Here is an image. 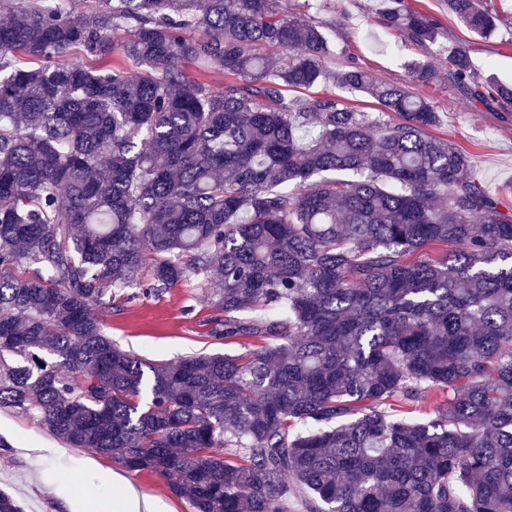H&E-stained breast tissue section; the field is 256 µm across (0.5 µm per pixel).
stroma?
Segmentation results:
<instances>
[{
    "label": "stroma",
    "mask_w": 512,
    "mask_h": 512,
    "mask_svg": "<svg viewBox=\"0 0 512 512\" xmlns=\"http://www.w3.org/2000/svg\"><path fill=\"white\" fill-rule=\"evenodd\" d=\"M382 0H333L326 10L303 11L304 0H278L281 14L298 17L309 13L335 46L328 62L339 70L355 65L377 81L404 83L408 65L432 61L438 76L432 84L416 87L417 95L430 99L440 123L431 134L450 141L470 157V170L489 193L501 196L504 210L512 212V105L495 100L479 102L448 82V56L457 43L472 45V62L493 73L499 82L512 84V0H491L499 16V33L483 40L450 15L444 0H407L408 4L441 24L436 44L422 46L383 22ZM215 310L200 296L195 280L184 281L162 293L123 304L106 319V332L123 350L151 360L171 362L200 353H240L239 344L215 341L210 330ZM0 437L12 448L0 455V489L11 493L24 512H86L91 504L118 498L125 486L155 501L161 512H189L172 493L167 479L133 472L121 463L83 448L60 442L46 427L10 411L0 410Z\"/></svg>",
    "instance_id": "obj_1"
}]
</instances>
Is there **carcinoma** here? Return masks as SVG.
Listing matches in <instances>:
<instances>
[{
    "label": "carcinoma",
    "mask_w": 512,
    "mask_h": 512,
    "mask_svg": "<svg viewBox=\"0 0 512 512\" xmlns=\"http://www.w3.org/2000/svg\"><path fill=\"white\" fill-rule=\"evenodd\" d=\"M384 2L388 28L436 42V19ZM445 4L481 38L498 29L485 0ZM10 8L0 410L168 479L192 512H285L290 488L307 512H512V212L429 134L432 102L329 69L326 36L276 0ZM448 78L512 104L465 42ZM326 82L380 112L285 96ZM188 277L211 337L262 345L166 363L106 335L117 300ZM434 390L448 399L415 417Z\"/></svg>",
    "instance_id": "obj_1"
}]
</instances>
